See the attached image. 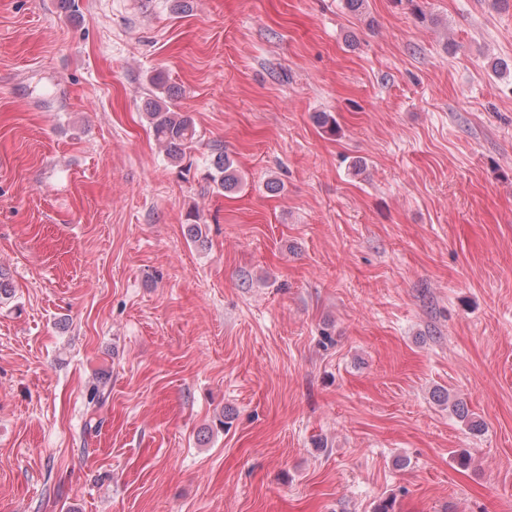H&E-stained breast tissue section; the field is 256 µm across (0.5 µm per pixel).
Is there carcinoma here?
<instances>
[{
  "instance_id": "carcinoma-1",
  "label": "carcinoma",
  "mask_w": 512,
  "mask_h": 512,
  "mask_svg": "<svg viewBox=\"0 0 512 512\" xmlns=\"http://www.w3.org/2000/svg\"><path fill=\"white\" fill-rule=\"evenodd\" d=\"M150 84L152 90L148 93L145 103L148 123L168 160L173 164H179L186 155V149L197 136L195 125L188 114L171 109V101L178 91L165 85L162 74L156 73L151 76ZM209 178L218 190L224 192L233 191L241 182V176L238 175L233 162L222 152L215 155Z\"/></svg>"
}]
</instances>
